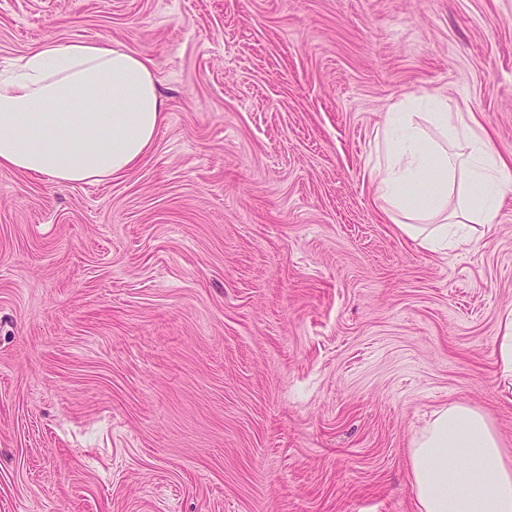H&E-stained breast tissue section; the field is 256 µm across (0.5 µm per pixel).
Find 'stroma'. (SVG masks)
Returning <instances> with one entry per match:
<instances>
[{
  "label": "stroma",
  "instance_id": "35a3bbf8",
  "mask_svg": "<svg viewBox=\"0 0 512 512\" xmlns=\"http://www.w3.org/2000/svg\"><path fill=\"white\" fill-rule=\"evenodd\" d=\"M49 38L153 56L167 119L118 180L0 169V512H416L456 401L512 449V198L441 255L372 176L425 92L512 157V0H0V68ZM499 362L501 377L507 390L512 388V312L506 314L503 335L500 336Z\"/></svg>",
  "mask_w": 512,
  "mask_h": 512
}]
</instances>
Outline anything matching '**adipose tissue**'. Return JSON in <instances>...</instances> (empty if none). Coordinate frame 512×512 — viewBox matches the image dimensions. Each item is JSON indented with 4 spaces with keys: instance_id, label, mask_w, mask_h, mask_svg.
Segmentation results:
<instances>
[{
    "instance_id": "obj_1",
    "label": "adipose tissue",
    "mask_w": 512,
    "mask_h": 512,
    "mask_svg": "<svg viewBox=\"0 0 512 512\" xmlns=\"http://www.w3.org/2000/svg\"><path fill=\"white\" fill-rule=\"evenodd\" d=\"M165 119L156 63L145 53L49 39L0 72V168L57 186L117 180L144 162ZM376 148L375 199L417 247L462 249L472 242L469 225L497 223L512 163L446 96L391 107ZM409 460L418 512H512V450L478 408L458 401L433 411Z\"/></svg>"
}]
</instances>
